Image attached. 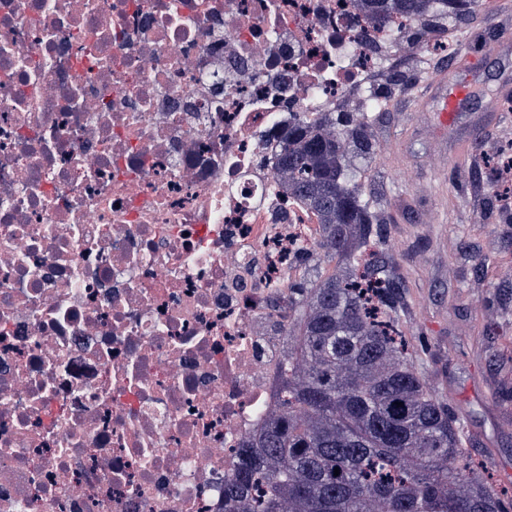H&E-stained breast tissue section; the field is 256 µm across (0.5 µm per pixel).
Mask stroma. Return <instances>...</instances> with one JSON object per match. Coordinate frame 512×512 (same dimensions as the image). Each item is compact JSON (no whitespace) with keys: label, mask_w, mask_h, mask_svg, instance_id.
I'll return each instance as SVG.
<instances>
[{"label":"stroma","mask_w":512,"mask_h":512,"mask_svg":"<svg viewBox=\"0 0 512 512\" xmlns=\"http://www.w3.org/2000/svg\"><path fill=\"white\" fill-rule=\"evenodd\" d=\"M475 17L464 26V46L456 51L472 95L454 128L443 127L435 101L393 103L381 128L379 150L370 169L371 188L384 196L395 222L385 242L397 255L420 310L418 328L428 340V361L448 388L450 403L466 428L481 434L471 443L475 456L488 458L497 483L512 491V425L494 401L497 382L492 350L476 357L471 343L491 314L487 288L512 280V249L501 246L504 225L486 222L483 212L464 209L459 186L471 180L475 154H494L512 138L505 108L484 109L501 81L512 82V0H474Z\"/></svg>","instance_id":"obj_1"}]
</instances>
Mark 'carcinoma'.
Listing matches in <instances>:
<instances>
[{
	"label": "carcinoma",
	"instance_id": "1",
	"mask_svg": "<svg viewBox=\"0 0 512 512\" xmlns=\"http://www.w3.org/2000/svg\"><path fill=\"white\" fill-rule=\"evenodd\" d=\"M371 20L401 14L407 42L444 34L438 20L472 17L473 0H361ZM348 112L288 127L278 159L322 220L306 280L290 286L288 398L227 486L235 512H512V493L464 448V425L422 337L400 262L384 248L393 217L366 194L363 160L383 119L363 90ZM512 381V349L494 355ZM339 475H334V468Z\"/></svg>",
	"mask_w": 512,
	"mask_h": 512
}]
</instances>
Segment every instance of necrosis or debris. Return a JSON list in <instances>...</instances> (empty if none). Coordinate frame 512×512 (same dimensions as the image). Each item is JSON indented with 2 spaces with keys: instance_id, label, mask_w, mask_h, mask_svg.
Masks as SVG:
<instances>
[{
  "instance_id": "obj_1",
  "label": "necrosis or debris",
  "mask_w": 512,
  "mask_h": 512,
  "mask_svg": "<svg viewBox=\"0 0 512 512\" xmlns=\"http://www.w3.org/2000/svg\"><path fill=\"white\" fill-rule=\"evenodd\" d=\"M359 0H0V512H230L319 216L277 164L402 43Z\"/></svg>"
}]
</instances>
